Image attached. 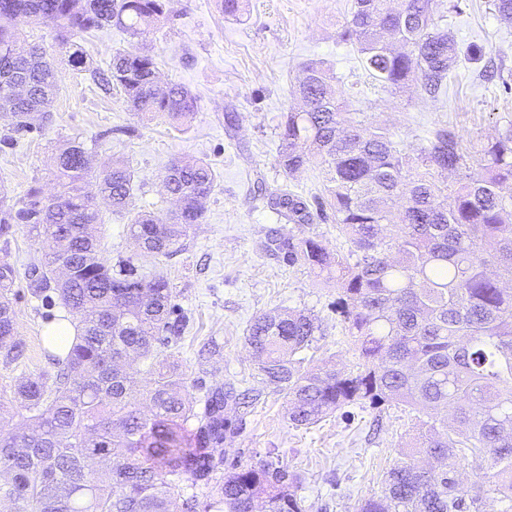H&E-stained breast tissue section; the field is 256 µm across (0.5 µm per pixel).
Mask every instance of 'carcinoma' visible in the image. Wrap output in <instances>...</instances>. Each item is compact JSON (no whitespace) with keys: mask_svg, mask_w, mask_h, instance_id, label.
<instances>
[{"mask_svg":"<svg viewBox=\"0 0 512 512\" xmlns=\"http://www.w3.org/2000/svg\"><path fill=\"white\" fill-rule=\"evenodd\" d=\"M168 0H0V111L12 131L48 119L55 94L53 61L39 48L14 54L15 21L51 19L57 47L98 88L120 87L132 111L189 128L195 97L161 80L154 55L133 46L112 53L109 72L90 68L73 36L115 26L141 39L169 20ZM394 0H354L340 31L360 64L381 85L411 82L438 97L463 57L455 36L439 28L435 0H412L402 15ZM292 93L300 107L283 113L279 163L292 175L314 164L323 177L318 205L329 208L350 244L330 252L315 236L279 233L263 247L338 286L334 308L359 355L355 368L305 364L301 354L322 335L319 320L297 309L256 316L245 336L265 382L283 395L285 418L309 427L350 404H404L418 414L405 460L385 475L383 494L355 512H484V496L512 502V121L468 155L447 127L419 137L416 152L403 139L339 95L321 62L303 63ZM59 193L31 185L16 206H0V239L17 227L49 242L25 275L35 294L52 292L72 317L70 346L48 351L59 366L53 383L42 375L0 392V421L17 403L29 413L19 431L0 438V497L21 512H197L180 484L222 480L220 499L203 512H306L288 471L272 462L223 472L227 411L246 404L232 385L202 399L189 393L173 364H154L137 408L131 357L153 356L172 330L173 291L160 275L130 260L112 266L100 257L103 226L95 199L114 211L129 208L133 173L121 160L91 172L86 152L70 143L55 157ZM178 210L163 222L139 212L129 224L140 255L168 257L185 246L203 218L216 173L208 163L180 158L163 175ZM268 204L288 223H312L303 197L279 190ZM19 272L0 258V354L21 353L12 292ZM486 462L485 488L465 490L468 457Z\"/></svg>","mask_w":512,"mask_h":512,"instance_id":"obj_1","label":"carcinoma"}]
</instances>
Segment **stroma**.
<instances>
[{"label": "stroma", "instance_id": "stroma-1", "mask_svg": "<svg viewBox=\"0 0 512 512\" xmlns=\"http://www.w3.org/2000/svg\"><path fill=\"white\" fill-rule=\"evenodd\" d=\"M437 2L439 27L452 31L461 46L480 47L482 56L461 62L449 73L444 93L432 99L416 84L382 87L362 69L356 47L339 37L354 0H245L237 20L225 17L219 0H170V22L144 43L161 78L184 85L197 98L195 118L185 131L164 118H141L120 87L102 92L73 70L55 45V22L15 23L22 46L40 45L53 56L57 93L51 122L34 120L30 131L11 134L0 114V187L7 189L8 203L19 202L34 183L45 195H56L53 156L68 141L83 143L97 173L112 157H123L134 172L131 208L115 213L107 204L99 206L102 256L113 264L137 251L128 231L136 211L164 218L174 210L162 185L171 159L195 156L213 166L216 187L204 203L201 224L190 231L184 250L154 264L170 283L172 316L182 325L154 355L181 368L195 396L228 384L249 394V406L233 418L224 440V466L279 463L294 476L307 512H354L362 499L380 495L386 471L403 458L415 414L402 404L378 409L355 404L298 428L284 416L283 396L261 379L245 336L256 315L274 308L318 316L322 334L309 351L314 363L331 360L350 369L358 361L332 306L335 284L263 248L274 230L319 236L332 251L349 248L333 218L317 217L301 228L268 207L264 190L285 186L310 197L322 187L317 167L286 175L278 162L277 125L295 103L291 91L298 68L313 59L325 64L353 109L404 140L444 126L477 154L512 120V24L500 20L492 0ZM75 42L91 67L105 70L113 51L129 47L131 38L107 27L78 34ZM8 134L14 137L10 146L3 142ZM14 291L24 355L0 361V390L23 377L56 371L45 354V334L60 305L41 300L23 278Z\"/></svg>", "mask_w": 512, "mask_h": 512}]
</instances>
